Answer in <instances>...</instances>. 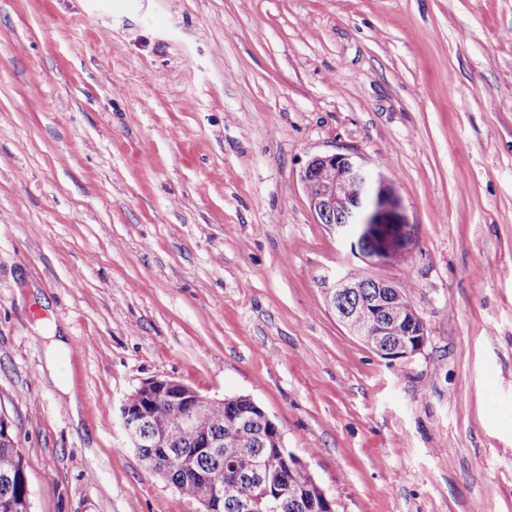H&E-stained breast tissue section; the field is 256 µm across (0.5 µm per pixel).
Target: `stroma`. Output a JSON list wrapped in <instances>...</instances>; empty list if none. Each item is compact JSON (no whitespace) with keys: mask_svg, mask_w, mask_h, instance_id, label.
Returning <instances> with one entry per match:
<instances>
[{"mask_svg":"<svg viewBox=\"0 0 512 512\" xmlns=\"http://www.w3.org/2000/svg\"><path fill=\"white\" fill-rule=\"evenodd\" d=\"M333 153L391 183L403 258L317 223L300 170ZM357 267L413 283L420 353L328 308ZM151 377L251 397L334 512H512V0H0V414L33 512H200L121 426Z\"/></svg>","mask_w":512,"mask_h":512,"instance_id":"obj_1","label":"stroma"}]
</instances>
